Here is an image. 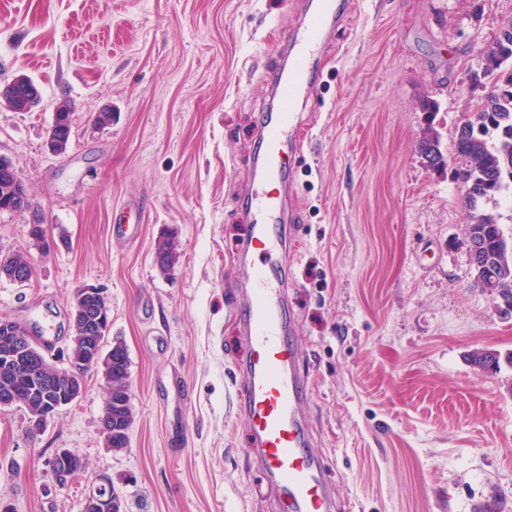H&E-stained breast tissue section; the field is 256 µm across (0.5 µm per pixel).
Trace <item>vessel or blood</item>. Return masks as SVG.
Listing matches in <instances>:
<instances>
[{"label":"vessel or blood","instance_id":"obj_1","mask_svg":"<svg viewBox=\"0 0 512 512\" xmlns=\"http://www.w3.org/2000/svg\"><path fill=\"white\" fill-rule=\"evenodd\" d=\"M345 31L333 0H313L291 43L288 66L275 84L277 108L261 131L266 149L256 162L250 192L253 224L244 252L265 257L266 262L253 266L246 282L247 302L238 312L249 344L240 413L288 512L335 509L333 492L299 415L310 389L299 365V350L289 337L283 312L286 283L275 264L286 255L282 223L293 225L299 218L297 196L288 180L294 160L309 142L308 125L296 113L299 99L311 88L318 55L341 40ZM138 207V202L129 201L115 209V232L137 237L139 227L129 223L127 215Z\"/></svg>","mask_w":512,"mask_h":512}]
</instances>
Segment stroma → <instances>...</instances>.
Here are the masks:
<instances>
[{"label": "stroma", "instance_id": "1", "mask_svg": "<svg viewBox=\"0 0 512 512\" xmlns=\"http://www.w3.org/2000/svg\"><path fill=\"white\" fill-rule=\"evenodd\" d=\"M348 40L322 54L299 107L311 140L291 175L301 243L280 273L292 340L309 378L305 417L343 512H512V310L469 274L466 218L451 167L419 153L429 129L450 154L486 92L480 52L512 0H338ZM306 0H0V87L24 74L42 101L0 107L9 157L51 237L32 281L0 279V319L42 334L62 357L78 288L104 289L110 340L129 357L130 444L100 432L106 391L89 371L77 402L32 433L0 409V499L14 512H83L107 476L124 512H287L233 400L245 383L233 311L248 235L258 131ZM430 97L438 112H422ZM75 105L64 154L45 141L61 99ZM111 109L99 128L92 115ZM144 205L136 240L112 207ZM175 242L156 264L160 236ZM88 475L57 488L55 449Z\"/></svg>", "mask_w": 512, "mask_h": 512}]
</instances>
